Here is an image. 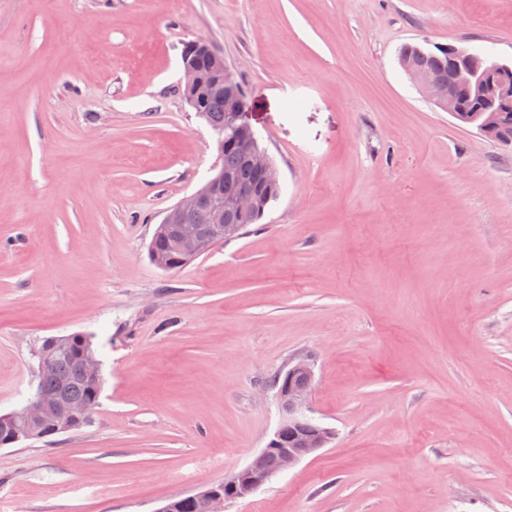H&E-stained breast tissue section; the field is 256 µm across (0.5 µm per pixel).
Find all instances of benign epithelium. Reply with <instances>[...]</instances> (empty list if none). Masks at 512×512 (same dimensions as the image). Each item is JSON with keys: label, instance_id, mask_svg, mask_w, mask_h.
Here are the masks:
<instances>
[{"label": "benign epithelium", "instance_id": "benign-epithelium-1", "mask_svg": "<svg viewBox=\"0 0 512 512\" xmlns=\"http://www.w3.org/2000/svg\"><path fill=\"white\" fill-rule=\"evenodd\" d=\"M189 47L209 54L214 66V75L208 78L198 65L189 60V51L182 53V86L189 106L199 112L211 95H224L231 102V111L226 113V126L233 132L232 142L248 165L264 173L271 171L272 160L260 147L256 133L248 122V100L240 91L234 73L205 40L196 39L189 43ZM451 51L460 68L478 87L477 96L482 105L479 116L483 118L479 131L489 135L503 126L505 113L512 111V96L503 90L505 83L512 78V61L490 60L464 46L454 45ZM401 67L412 83L440 110L453 116L460 111L446 82L427 80L404 61ZM229 178L224 166L215 164L212 175L197 190L170 208L158 224V233L166 236L171 248L184 258L208 253L217 240L239 237L245 230L246 222L264 214L265 208L260 206V202L272 197L277 199L281 193L280 181L276 180L272 186L263 183L250 193L227 196L224 194V184ZM195 210L208 212L211 221L209 228L202 229L188 222L186 215ZM67 340V336H58L44 341L42 348L37 351L38 376L42 377L52 369L50 350ZM80 360L85 379L100 383L102 366L95 352L86 349ZM311 380L312 370L308 360L299 359L289 363L288 369L280 373L276 386L282 422L266 446L245 467L224 478V481L196 493L170 499L155 512H224L225 503L249 496L274 475L294 467L331 443L335 438L334 432L322 425H310L311 418L305 413L310 391L308 382ZM89 415V405L64 402L57 394L39 387L23 408L0 414V447L66 433L86 422ZM272 455L278 458L274 471L267 465Z\"/></svg>", "mask_w": 512, "mask_h": 512}]
</instances>
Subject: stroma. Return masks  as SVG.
Masks as SVG:
<instances>
[{"mask_svg": "<svg viewBox=\"0 0 512 512\" xmlns=\"http://www.w3.org/2000/svg\"><path fill=\"white\" fill-rule=\"evenodd\" d=\"M244 84L281 179L175 270L148 244L211 175L181 52ZM408 43L512 58V0H0V413L91 336L88 421L0 449V512H156L241 469L313 371L328 447L224 512H512V147L438 109Z\"/></svg>", "mask_w": 512, "mask_h": 512, "instance_id": "35a3bbf8", "label": "stroma"}]
</instances>
